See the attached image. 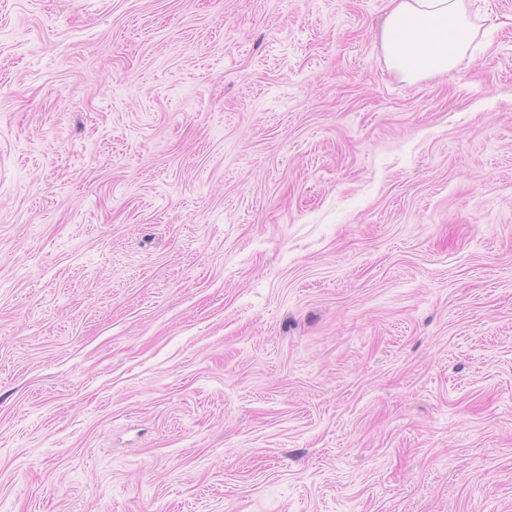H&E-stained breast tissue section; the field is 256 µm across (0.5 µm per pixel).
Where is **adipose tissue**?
Instances as JSON below:
<instances>
[{"label":"adipose tissue","mask_w":512,"mask_h":512,"mask_svg":"<svg viewBox=\"0 0 512 512\" xmlns=\"http://www.w3.org/2000/svg\"><path fill=\"white\" fill-rule=\"evenodd\" d=\"M462 0H390L382 39L392 69L407 80L451 72L470 41Z\"/></svg>","instance_id":"1"}]
</instances>
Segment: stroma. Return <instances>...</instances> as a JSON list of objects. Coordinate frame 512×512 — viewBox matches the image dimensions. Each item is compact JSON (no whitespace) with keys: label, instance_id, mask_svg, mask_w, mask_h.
I'll use <instances>...</instances> for the list:
<instances>
[{"label":"stroma","instance_id":"1","mask_svg":"<svg viewBox=\"0 0 512 512\" xmlns=\"http://www.w3.org/2000/svg\"><path fill=\"white\" fill-rule=\"evenodd\" d=\"M0 0V512H512V0ZM382 39L392 69L409 81L447 74L470 50L461 0H390Z\"/></svg>","mask_w":512,"mask_h":512}]
</instances>
